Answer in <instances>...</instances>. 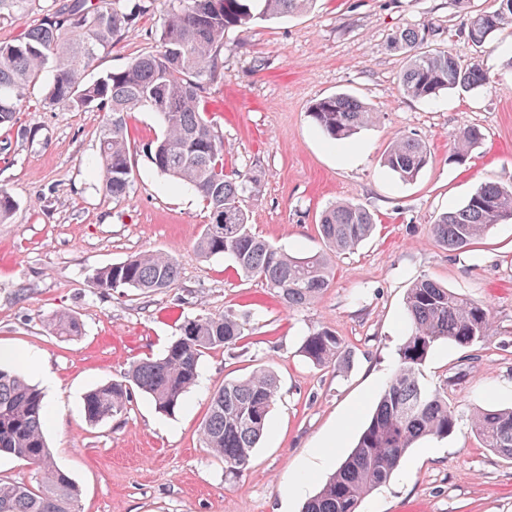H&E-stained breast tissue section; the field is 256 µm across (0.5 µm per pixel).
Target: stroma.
I'll return each instance as SVG.
<instances>
[{"instance_id":"35a3bbf8","label":"stroma","mask_w":512,"mask_h":512,"mask_svg":"<svg viewBox=\"0 0 512 512\" xmlns=\"http://www.w3.org/2000/svg\"><path fill=\"white\" fill-rule=\"evenodd\" d=\"M136 2V24L100 54L88 78L158 49L166 0ZM250 8L257 20L224 32L223 79L204 106L224 138L226 174L261 181L242 199L253 232L303 256L323 250L318 220L334 202L362 204L376 220L370 237L336 256L330 287L305 307L286 309L227 258L195 255L208 212L150 163L146 147L161 131L154 113L127 121L132 182L120 198L106 192L97 164L101 113L45 105L50 74L29 88L14 124L0 128V189L16 202L0 223V347L19 353L9 369L45 394L44 434L80 490L78 512H301L304 499L289 495V479L309 470L307 492L315 494L332 469H311L314 451L332 435L342 440L340 457L356 445L399 365L404 298L421 278L487 304L491 334L469 347H434L420 372L446 389L458 424L448 437L418 440L360 512H512V462L484 448L470 427L475 411L512 406V220L463 251L448 250L432 232L440 214L482 183L512 186V26L482 54L488 85L419 101L401 91L406 59L389 40L426 27L432 47L470 58L457 0H317L304 14L266 19L261 0ZM336 93L377 114L339 145L309 115L315 100ZM466 127L479 128L483 141L458 160L454 141ZM403 135L431 152L410 183L381 163ZM146 251L178 256L172 288L144 297L94 285L97 269ZM58 310L78 318L81 335L52 332ZM227 310L247 318L242 343L204 354L199 382L174 414L159 413L136 391L123 413L86 421L88 390L160 356L185 320ZM319 326L341 337L345 369L302 355L304 336ZM261 367L279 380L270 427L249 467L228 479L223 461L201 444V423L214 390Z\"/></svg>"}]
</instances>
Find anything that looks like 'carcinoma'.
<instances>
[{
    "instance_id": "cac0c4a2",
    "label": "carcinoma",
    "mask_w": 512,
    "mask_h": 512,
    "mask_svg": "<svg viewBox=\"0 0 512 512\" xmlns=\"http://www.w3.org/2000/svg\"><path fill=\"white\" fill-rule=\"evenodd\" d=\"M30 0H0V19L19 15ZM45 18L38 27L0 43V126L14 123L28 87L45 69L53 72L46 101L73 109L94 107L103 113L99 131V164L105 190L124 196L131 186L127 119L133 112L157 115L162 132L147 146L151 164L172 182L188 186L209 210V222L194 245L208 259L224 255L247 278H258L289 309L302 308L331 284V263L338 254L356 248L374 228L364 206L330 204L321 214L320 253L297 257L257 236L240 206V197L259 190L257 180L224 174V141L205 119L202 98L221 79L220 48L224 31L253 19L241 0H168L160 32L161 49L140 55L125 68L95 80L86 79L99 54L113 39L133 26L139 6L122 0H44ZM262 16H290L310 8L313 0H263ZM495 8L464 11L459 34L482 52L484 45L506 25H512V0H494ZM426 29L396 31L389 46L406 54L400 76L403 94L430 100L441 92L479 90L489 83L483 63L463 60L443 49H428ZM310 117L331 140L339 143L372 124L375 113L344 94L317 100ZM482 133L465 128L455 139L461 160L480 143ZM427 146L411 136L391 144L383 165L400 181L410 183L428 166ZM512 219V187L493 182L478 187L435 224V237L450 250L474 244L495 224ZM180 261L170 252L151 251L103 267L93 274L96 286L124 288L140 295L172 287ZM409 333L398 349L399 366L384 388L375 412L356 446L303 505L302 512H358L361 501L386 484L409 448L424 437H444L458 418L437 388L419 380L420 367L434 346L446 341L469 347L490 335L491 312L484 303L469 301L434 281L415 282L405 298ZM58 336L81 334L78 319L66 310L52 315ZM246 318L233 311L219 317H196L183 323L180 334L156 358L134 362L124 378L85 393L83 410L98 423L126 409L131 391L152 399L156 409L171 415L199 378L200 359L208 350L230 348L244 336ZM303 356L318 366L347 364L342 339L326 326L310 331L301 344ZM278 379L267 368L224 382L210 396L208 414L200 429L203 447L224 460L227 477H238L251 462L254 449L270 427ZM47 407L42 391L12 369L0 367V454L14 455L34 467V483L0 481V512H76L79 490L70 475L57 467L44 435ZM471 430L483 446L512 460V408L480 410Z\"/></svg>"
}]
</instances>
